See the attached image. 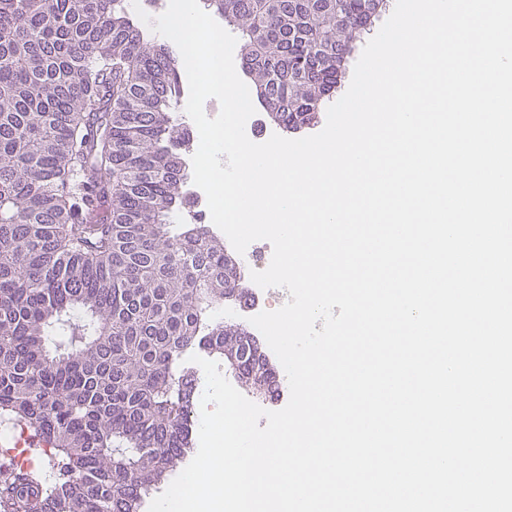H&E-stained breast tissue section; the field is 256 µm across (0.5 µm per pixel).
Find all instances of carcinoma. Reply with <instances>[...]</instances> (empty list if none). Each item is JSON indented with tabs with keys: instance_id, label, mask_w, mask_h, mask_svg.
Returning a JSON list of instances; mask_svg holds the SVG:
<instances>
[{
	"instance_id": "obj_1",
	"label": "carcinoma",
	"mask_w": 512,
	"mask_h": 512,
	"mask_svg": "<svg viewBox=\"0 0 512 512\" xmlns=\"http://www.w3.org/2000/svg\"><path fill=\"white\" fill-rule=\"evenodd\" d=\"M291 131L336 91L368 0H202ZM128 0H0V416L48 446L9 512H140L194 448L196 351L235 352L223 240L185 210L182 56Z\"/></svg>"
}]
</instances>
